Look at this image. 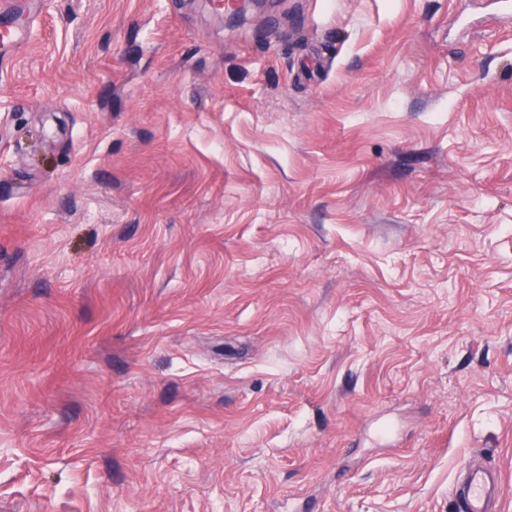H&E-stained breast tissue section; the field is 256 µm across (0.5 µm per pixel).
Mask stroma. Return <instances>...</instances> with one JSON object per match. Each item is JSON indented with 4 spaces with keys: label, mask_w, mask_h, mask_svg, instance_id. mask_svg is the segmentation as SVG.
<instances>
[{
    "label": "stroma",
    "mask_w": 512,
    "mask_h": 512,
    "mask_svg": "<svg viewBox=\"0 0 512 512\" xmlns=\"http://www.w3.org/2000/svg\"><path fill=\"white\" fill-rule=\"evenodd\" d=\"M0 71V512H512L498 0H40ZM463 479L457 486L460 512H497L499 510V473L474 459L461 466Z\"/></svg>",
    "instance_id": "1"
}]
</instances>
